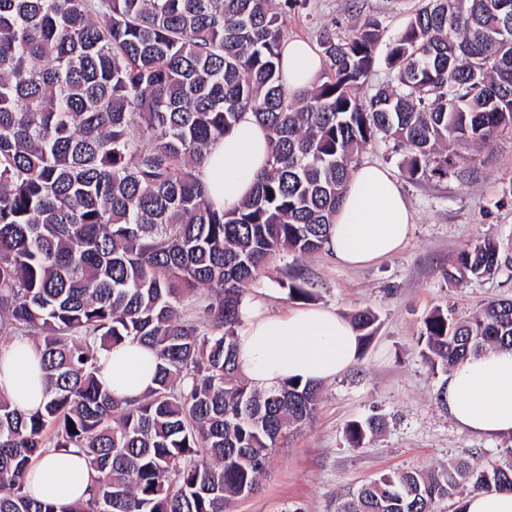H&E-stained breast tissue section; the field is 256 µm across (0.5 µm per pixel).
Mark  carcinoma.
Returning <instances> with one entry per match:
<instances>
[{"instance_id": "cac0c4a2", "label": "carcinoma", "mask_w": 512, "mask_h": 512, "mask_svg": "<svg viewBox=\"0 0 512 512\" xmlns=\"http://www.w3.org/2000/svg\"><path fill=\"white\" fill-rule=\"evenodd\" d=\"M307 0H0V341L24 336L48 389L26 413L0 392V512H231L252 494L319 382L261 391L239 373L245 291L288 253L326 250L359 156L379 140L406 178H477L479 149L512 135V0H421L393 38L392 82L362 98L378 24L319 45L326 69L290 92L284 17ZM270 144L267 168L233 211L208 200L210 145L245 113ZM446 275L512 267L493 237L465 245ZM207 288L206 297L200 290ZM375 316L358 312L359 340ZM157 355L155 387L121 402L98 353L128 338ZM443 372L512 349V300L463 321L440 309L420 334ZM375 417L351 420L359 447ZM78 448L97 474L87 501L25 491L45 454ZM504 465L394 471L338 512H435L471 491H512Z\"/></svg>"}]
</instances>
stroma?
I'll return each mask as SVG.
<instances>
[{
    "label": "stroma",
    "instance_id": "35a3bbf8",
    "mask_svg": "<svg viewBox=\"0 0 512 512\" xmlns=\"http://www.w3.org/2000/svg\"><path fill=\"white\" fill-rule=\"evenodd\" d=\"M417 0H308L289 13L286 35L318 44L323 31L346 33L371 16L382 27L378 62L361 96L391 82L383 62L388 40L406 24ZM477 179H407L402 150L377 141L360 163L389 168L412 212L413 225L404 250L362 267L338 265L324 252L277 258L249 295L265 308L282 313L309 304L332 308L344 318L362 309L376 317L371 341L340 377L324 382L323 400L313 421L290 431L276 449L259 488L238 499L232 512H337L362 484L396 470L444 471L460 460L483 466L502 463L503 442L461 431L437 403L442 373L422 355L424 319L434 309L450 318H468L492 299L512 298V269L493 277L458 284L444 270L465 244L484 236L512 242V136L504 135L482 152ZM308 288L303 300L289 293L290 283ZM377 414L382 430L352 447L348 421Z\"/></svg>",
    "mask_w": 512,
    "mask_h": 512
}]
</instances>
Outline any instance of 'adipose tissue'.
Segmentation results:
<instances>
[{"label":"adipose tissue","instance_id":"adipose-tissue-1","mask_svg":"<svg viewBox=\"0 0 512 512\" xmlns=\"http://www.w3.org/2000/svg\"><path fill=\"white\" fill-rule=\"evenodd\" d=\"M281 64L291 91L310 88L322 70L320 54L301 39L284 42ZM268 151L266 130L248 113L210 148L200 178L216 207L238 206L264 168ZM411 224V212L390 171L360 166L330 226L328 253L343 266L377 263L403 249ZM240 314L238 368L256 388L272 389L290 378L325 382L343 374L357 358V332L334 310L305 307L269 314L262 299L248 296ZM156 365L154 352L130 339L99 352L98 377L116 398L133 400L153 387ZM443 382L448 416L460 430L486 438L512 435V350L469 356ZM0 391L26 412L47 402L39 354L28 338L0 345ZM95 477L83 455L68 448L35 462L26 490L38 499L49 495L68 503L87 497Z\"/></svg>","mask_w":512,"mask_h":512}]
</instances>
